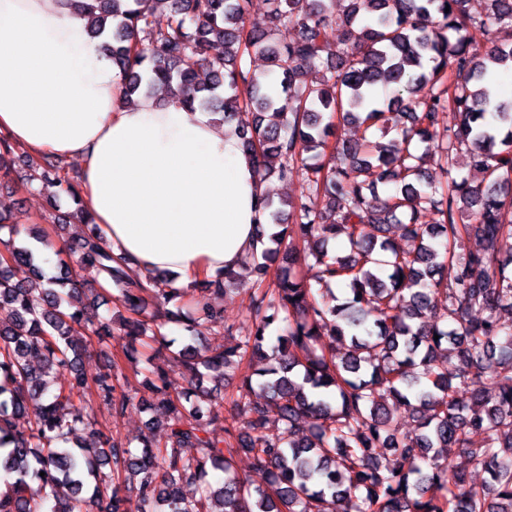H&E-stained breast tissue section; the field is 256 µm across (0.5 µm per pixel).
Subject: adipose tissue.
<instances>
[{
	"instance_id": "obj_1",
	"label": "adipose tissue",
	"mask_w": 512,
	"mask_h": 512,
	"mask_svg": "<svg viewBox=\"0 0 512 512\" xmlns=\"http://www.w3.org/2000/svg\"><path fill=\"white\" fill-rule=\"evenodd\" d=\"M0 136L79 160V195L115 255L175 286L257 248L266 186L234 124L171 98L130 104L118 71L62 0H0Z\"/></svg>"
}]
</instances>
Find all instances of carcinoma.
Returning <instances> with one entry per match:
<instances>
[{
	"label": "carcinoma",
	"mask_w": 512,
	"mask_h": 512,
	"mask_svg": "<svg viewBox=\"0 0 512 512\" xmlns=\"http://www.w3.org/2000/svg\"><path fill=\"white\" fill-rule=\"evenodd\" d=\"M65 2L105 38L126 96L175 90L190 110L226 122L255 112L238 134L259 178L297 180L302 192L263 200L279 230L268 235L257 225L270 246L250 255L253 320L235 346L212 349L203 339L221 326L209 296L224 295L239 273L190 283L202 315L183 323L174 360L195 386L179 391L135 353L163 343L162 329L181 319L178 311L149 314L150 303L187 289L130 273L64 165L50 155L27 159L40 190L71 198L88 232L70 249L72 263L47 277L29 243L44 242L41 230L0 213V512H512V324L501 321L512 314V103H491L484 87L490 72L512 66V42H478L492 19L512 28V0H487L489 14L471 11L474 0H346L340 12L336 0H268L262 31L246 27L249 0ZM159 3L168 5L163 22ZM333 28L342 47L329 56L324 37ZM290 31L284 45L273 40ZM217 43L224 52L213 55ZM258 52L269 62L264 75L248 67ZM380 87L395 96L379 98ZM335 120L359 123L361 139L331 143ZM376 131L389 140H371ZM428 158L445 173L465 165L486 178L425 180ZM380 182L394 183V192L380 196ZM423 209L434 223H416ZM392 226L417 247L398 251ZM330 236L342 237L349 254H329ZM462 238L473 247L457 253ZM300 250L313 259L309 278L294 271ZM18 264L32 267L26 283L11 280ZM80 279L115 288L127 312L124 355L135 375L155 376L145 380L146 404L162 411L166 432L148 429L139 451L104 437L86 400L95 389L117 419L132 398L118 362L92 377L81 366L88 341L111 342L114 316L77 306ZM345 343L347 352L336 348ZM440 348L454 364L437 359ZM257 358L259 381H242L227 402L234 423L224 437L211 436L207 426L220 415L204 376L222 380ZM59 366L71 377L55 389ZM462 392L469 402L459 401ZM389 400L418 415L419 434L398 432ZM272 421L281 424L276 434ZM79 432L93 441L69 445ZM455 453L485 469L484 484L449 468ZM241 455L265 473V485L238 475ZM209 468L224 472V482L207 489L206 509L183 488ZM120 471L137 480L133 500L113 484Z\"/></svg>",
	"instance_id": "obj_1"
}]
</instances>
